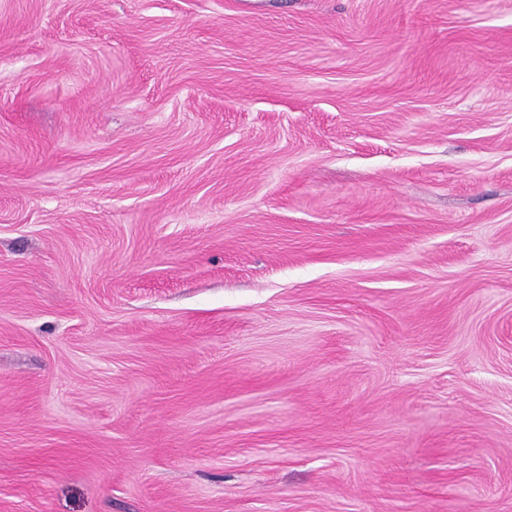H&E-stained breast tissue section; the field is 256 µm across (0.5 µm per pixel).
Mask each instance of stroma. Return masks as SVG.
Masks as SVG:
<instances>
[{"label":"stroma","instance_id":"stroma-1","mask_svg":"<svg viewBox=\"0 0 512 512\" xmlns=\"http://www.w3.org/2000/svg\"><path fill=\"white\" fill-rule=\"evenodd\" d=\"M0 512H512V0H0Z\"/></svg>","mask_w":512,"mask_h":512}]
</instances>
